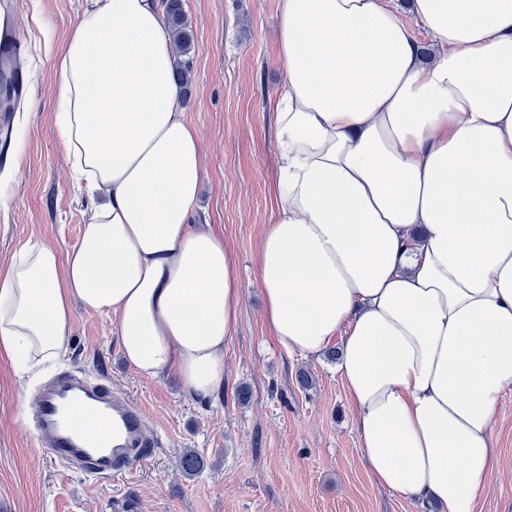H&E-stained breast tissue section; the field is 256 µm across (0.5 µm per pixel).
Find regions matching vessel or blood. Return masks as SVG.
Returning a JSON list of instances; mask_svg holds the SVG:
<instances>
[{
    "label": "vessel or blood",
    "instance_id": "1",
    "mask_svg": "<svg viewBox=\"0 0 512 512\" xmlns=\"http://www.w3.org/2000/svg\"><path fill=\"white\" fill-rule=\"evenodd\" d=\"M78 417L101 424L105 435L77 430L73 422ZM33 426L54 462L93 478L125 474L155 445L142 412L128 396L75 370L58 373L40 389Z\"/></svg>",
    "mask_w": 512,
    "mask_h": 512
}]
</instances>
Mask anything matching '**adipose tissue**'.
<instances>
[{
    "instance_id": "1",
    "label": "adipose tissue",
    "mask_w": 512,
    "mask_h": 512,
    "mask_svg": "<svg viewBox=\"0 0 512 512\" xmlns=\"http://www.w3.org/2000/svg\"><path fill=\"white\" fill-rule=\"evenodd\" d=\"M430 38L424 57L413 31ZM277 173L257 280L279 346H342L374 480L482 512L512 392V0H279ZM161 0H86L54 58L61 141L91 203L78 246L0 264V358H60L76 308L145 378L224 389L241 284L192 223L201 140Z\"/></svg>"
}]
</instances>
